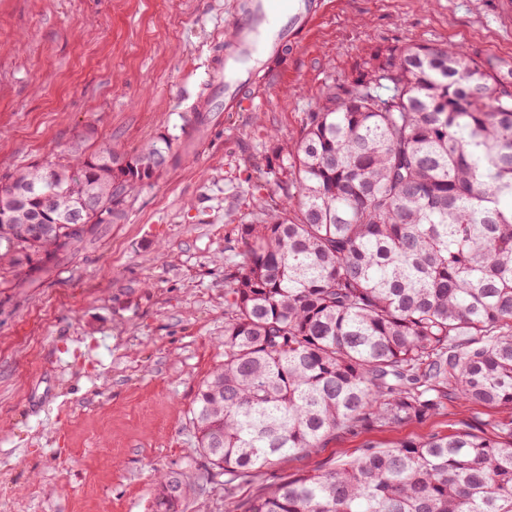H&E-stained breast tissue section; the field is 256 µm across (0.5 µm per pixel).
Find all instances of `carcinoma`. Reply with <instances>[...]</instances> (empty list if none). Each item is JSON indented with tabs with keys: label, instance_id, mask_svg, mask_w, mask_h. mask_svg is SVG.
<instances>
[{
	"label": "carcinoma",
	"instance_id": "cac0c4a2",
	"mask_svg": "<svg viewBox=\"0 0 512 512\" xmlns=\"http://www.w3.org/2000/svg\"><path fill=\"white\" fill-rule=\"evenodd\" d=\"M412 43L327 89L282 147L288 200L258 201L224 277V364L201 383L198 448L249 481L338 431L396 427L445 400L506 413L305 470L246 512H512V74ZM167 138L51 163L58 223L0 224L3 282L51 276L119 218ZM109 219L68 220L87 186Z\"/></svg>",
	"mask_w": 512,
	"mask_h": 512
}]
</instances>
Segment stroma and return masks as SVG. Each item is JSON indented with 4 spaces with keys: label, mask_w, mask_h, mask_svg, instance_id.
Returning a JSON list of instances; mask_svg holds the SVG:
<instances>
[{
    "label": "stroma",
    "mask_w": 512,
    "mask_h": 512,
    "mask_svg": "<svg viewBox=\"0 0 512 512\" xmlns=\"http://www.w3.org/2000/svg\"><path fill=\"white\" fill-rule=\"evenodd\" d=\"M236 2L0 0V179L162 137L178 158L50 278L0 287V512H153L169 471L192 482L179 512H245L281 477L353 460L365 444L480 433L501 417L448 402L229 486L201 455L192 409L224 362V276L257 197L282 194L267 175L280 142L380 49L451 44L512 70V0H327L226 112L208 65ZM207 92L215 111L195 112Z\"/></svg>",
    "instance_id": "1"
}]
</instances>
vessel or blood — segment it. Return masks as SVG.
<instances>
[{"label":"vessel or blood","instance_id":"vessel-or-blood-1","mask_svg":"<svg viewBox=\"0 0 512 512\" xmlns=\"http://www.w3.org/2000/svg\"><path fill=\"white\" fill-rule=\"evenodd\" d=\"M320 8V0H251L236 14L225 50L216 51L209 66L210 79L223 87L225 99L238 97L258 58L292 43Z\"/></svg>","mask_w":512,"mask_h":512}]
</instances>
